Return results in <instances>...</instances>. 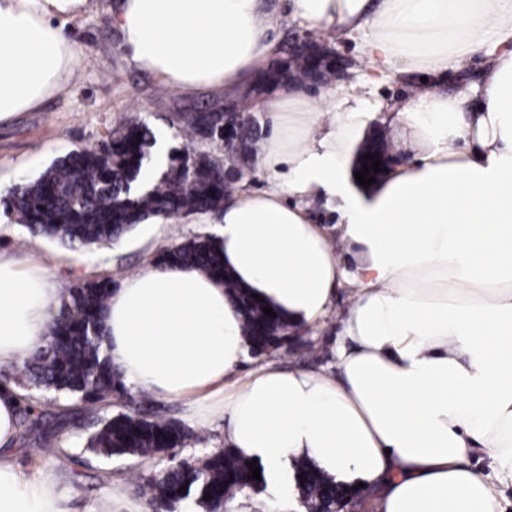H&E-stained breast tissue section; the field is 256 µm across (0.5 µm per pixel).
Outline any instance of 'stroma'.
<instances>
[{
    "instance_id": "1",
    "label": "stroma",
    "mask_w": 512,
    "mask_h": 512,
    "mask_svg": "<svg viewBox=\"0 0 512 512\" xmlns=\"http://www.w3.org/2000/svg\"><path fill=\"white\" fill-rule=\"evenodd\" d=\"M109 7L110 0H87L82 12L65 22L64 33L82 58L68 89L46 99L39 109L21 113L11 124L0 126L1 193L22 180L38 177L54 160L72 150L100 141L128 118L143 120L155 134L165 135L167 148L185 145L184 135L172 124V106L162 93L163 83L127 62ZM413 90V82L383 79L368 88L367 99L378 111L372 127L382 132L400 153L406 150L407 134L388 121L386 110L389 105L407 101ZM215 221L211 213L152 219L137 226L120 242L97 247L85 263L77 264L66 247L31 235L17 219L1 215L0 223L7 224L8 230L0 234V252L25 264L38 261L60 289L99 277L118 283L151 265L160 248L212 233ZM349 302L348 291H341L319 323L302 327L305 346L273 356L272 364L285 370H330L332 349L339 339ZM12 454L22 466L55 470L75 512H84L90 505H103L107 488L101 475L106 471L112 474V486L108 489L115 497L134 506L142 505L137 490L140 473L157 471L165 465L160 457H116L104 462L71 446L34 452L20 441Z\"/></svg>"
}]
</instances>
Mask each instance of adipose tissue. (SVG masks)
<instances>
[{
    "mask_svg": "<svg viewBox=\"0 0 512 512\" xmlns=\"http://www.w3.org/2000/svg\"><path fill=\"white\" fill-rule=\"evenodd\" d=\"M86 0H0V124L67 88L80 65L62 24ZM288 16L361 39L366 71L423 76L390 114L413 154L370 186L354 176L373 119L363 82L311 100L281 87L262 193L224 200V270L289 324H311L337 289L351 305L332 373L261 367L246 356L240 309L222 280L152 267L110 297L108 354L136 392L208 402L224 443L256 461L266 512H306L297 460L364 485L374 512H500L512 481V0H289ZM128 62L182 92L236 97L271 61L280 15L267 0H118ZM482 56L478 102L440 93ZM320 198L335 224L314 221ZM59 291L40 266L0 253V369L46 342ZM17 400L0 391V512H73L58 476L11 460ZM483 449L491 475L471 468Z\"/></svg>",
    "mask_w": 512,
    "mask_h": 512,
    "instance_id": "adipose-tissue-1",
    "label": "adipose tissue"
}]
</instances>
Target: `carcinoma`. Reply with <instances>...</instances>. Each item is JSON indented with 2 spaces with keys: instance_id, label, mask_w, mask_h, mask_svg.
Wrapping results in <instances>:
<instances>
[{
  "instance_id": "carcinoma-1",
  "label": "carcinoma",
  "mask_w": 512,
  "mask_h": 512,
  "mask_svg": "<svg viewBox=\"0 0 512 512\" xmlns=\"http://www.w3.org/2000/svg\"><path fill=\"white\" fill-rule=\"evenodd\" d=\"M270 82L280 86L295 78L302 87L309 73L297 67L288 74V58L277 60ZM253 95L243 92L233 101L232 112L220 107L181 109L174 113L190 141L224 142V120L248 112ZM264 129L258 123L240 126L231 153L254 168ZM155 143L152 129L137 119H126L108 139L77 148L54 161L36 179L14 185L0 198L6 216L16 214L30 233L54 239L70 249H87L112 243L150 218H173L195 213H218L224 197L235 185L227 172L229 160L199 153L185 145L170 151L166 169L143 184ZM160 270L194 268L224 277L223 248L211 235H197L181 244L161 249L155 257ZM112 279L80 282L68 288L52 315L46 346L24 359L26 381L5 375L0 379L18 388L17 428L23 438L33 437L37 447L51 448L59 438L56 427L63 412H50L54 402L47 394L72 396L85 410L134 401L146 406L150 398L132 395L121 372L112 364L104 324ZM244 316V335L255 356L288 351L293 326L280 317L265 315L263 306L247 293L236 292ZM86 447L96 456H146L183 449L195 435L181 422L158 417L145 410L121 411L92 421ZM302 503L307 512H336L339 502L357 491L336 484L309 461L296 467ZM248 462L228 448L208 453L190 463L170 464L141 478L139 489L147 512H175L176 505L191 497L205 505L206 512H224L238 493L249 492L257 480L250 478ZM185 490H180V487Z\"/></svg>"
}]
</instances>
